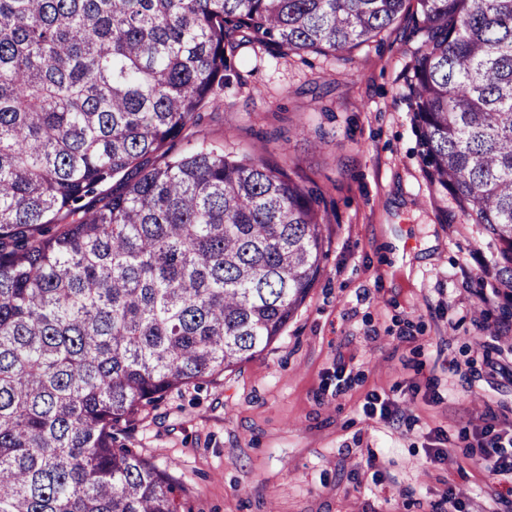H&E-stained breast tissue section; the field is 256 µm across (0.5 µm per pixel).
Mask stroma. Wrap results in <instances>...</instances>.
<instances>
[{
  "instance_id": "obj_1",
  "label": "stroma",
  "mask_w": 512,
  "mask_h": 512,
  "mask_svg": "<svg viewBox=\"0 0 512 512\" xmlns=\"http://www.w3.org/2000/svg\"><path fill=\"white\" fill-rule=\"evenodd\" d=\"M416 46L403 23L347 60L241 46L173 142L297 165L333 208L321 274L279 339L168 393L125 440L183 512H428L459 479L427 459L433 430L459 443L470 413L512 402L482 347L512 336V303L479 300L500 285L495 248L423 172L405 87ZM373 391L404 418H369Z\"/></svg>"
}]
</instances>
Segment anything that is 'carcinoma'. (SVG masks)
I'll return each mask as SVG.
<instances>
[{
	"mask_svg": "<svg viewBox=\"0 0 512 512\" xmlns=\"http://www.w3.org/2000/svg\"><path fill=\"white\" fill-rule=\"evenodd\" d=\"M0 0V512H179L117 444L176 388L281 336L327 254L287 165L149 158L224 88L228 53H347L400 18L424 163L512 289V0Z\"/></svg>",
	"mask_w": 512,
	"mask_h": 512,
	"instance_id": "obj_1",
	"label": "carcinoma"
}]
</instances>
